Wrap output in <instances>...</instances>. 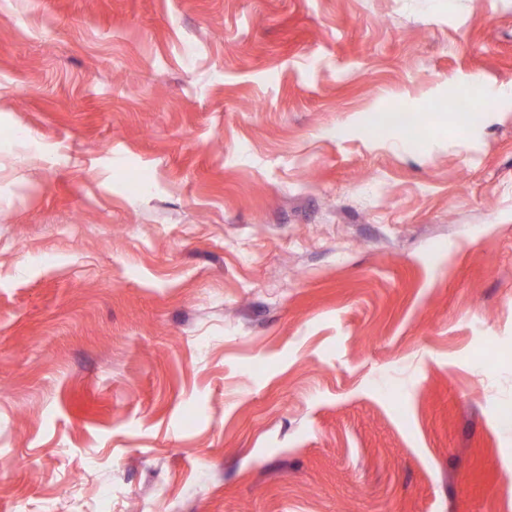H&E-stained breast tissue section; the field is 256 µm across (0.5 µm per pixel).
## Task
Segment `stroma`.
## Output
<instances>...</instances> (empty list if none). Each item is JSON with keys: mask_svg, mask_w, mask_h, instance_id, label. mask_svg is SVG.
I'll use <instances>...</instances> for the list:
<instances>
[{"mask_svg": "<svg viewBox=\"0 0 512 512\" xmlns=\"http://www.w3.org/2000/svg\"><path fill=\"white\" fill-rule=\"evenodd\" d=\"M507 411L512 0H0V512H512Z\"/></svg>", "mask_w": 512, "mask_h": 512, "instance_id": "obj_1", "label": "stroma"}]
</instances>
